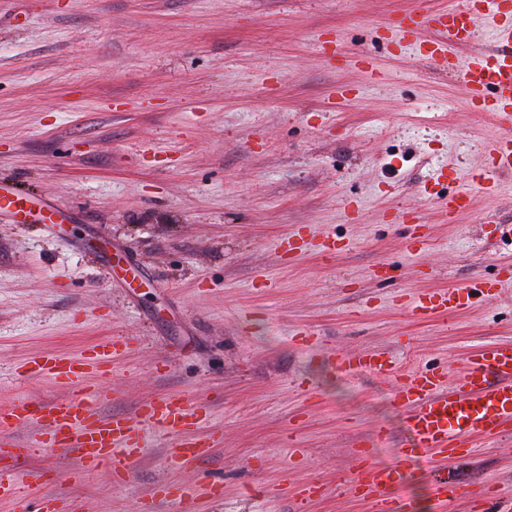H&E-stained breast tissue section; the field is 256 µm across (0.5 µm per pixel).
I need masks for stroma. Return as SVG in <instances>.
Here are the masks:
<instances>
[{
    "label": "stroma",
    "instance_id": "35a3bbf8",
    "mask_svg": "<svg viewBox=\"0 0 512 512\" xmlns=\"http://www.w3.org/2000/svg\"><path fill=\"white\" fill-rule=\"evenodd\" d=\"M456 2L0 0V183L69 217H0V408L65 396L19 377L29 356L129 336L102 414L183 395L207 403L218 440L184 469L167 436L147 432L120 482L79 476L76 453L33 451L17 471L52 478L28 489L30 512L55 494L84 512H136L157 483L199 478L224 495L193 512H373L348 489L357 448L381 434L374 462L397 463L413 437L390 380L340 359L384 352L405 369L447 366L453 382L466 356L512 342V283L450 318L419 321L400 304L512 266V177L451 224L419 196L440 167L447 186L464 184L501 126L383 29ZM362 51L379 82L355 65ZM346 86L355 96H340ZM411 207L431 226L418 251L392 220ZM303 226L338 234L343 251L281 260L279 239ZM385 258L382 283L371 270ZM439 472L479 500L439 503ZM407 474L415 512H502L512 436ZM312 477L326 493L297 504Z\"/></svg>",
    "mask_w": 512,
    "mask_h": 512
}]
</instances>
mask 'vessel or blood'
Here are the masks:
<instances>
[{
  "label": "vessel or blood",
  "instance_id": "obj_1",
  "mask_svg": "<svg viewBox=\"0 0 512 512\" xmlns=\"http://www.w3.org/2000/svg\"><path fill=\"white\" fill-rule=\"evenodd\" d=\"M484 17L493 22L492 46L477 37L475 21ZM402 35L414 37L419 56L436 68L458 74L471 102L487 112L504 131L488 143L484 165L469 176L465 185L448 192L421 188V196L445 222H453L468 210L477 195L498 190L502 178L512 175V0H464L462 5L431 14H409L399 24ZM433 36L419 38L421 29ZM467 48L459 56L458 48ZM0 214L15 223L57 224L55 210L0 187ZM504 283L479 277L468 284L443 291H418L408 308L421 321L449 316L469 308L474 295H498ZM131 341L115 336L84 351L79 357L34 355L20 369L50 378L69 391L66 398L39 404L16 400L0 409V455L19 458L27 455L14 436L17 424L33 420L40 431L34 445L44 453L76 451L84 474L108 471L114 480L125 478L138 461L144 438L143 426L171 435L170 459L192 465L211 455L213 436H199L208 419L206 406L182 396H156L141 400L134 415H102L100 407L110 398L108 379L112 359L129 350ZM341 364L349 372H369L392 379L394 395L405 407L407 426L414 445L401 449V462L380 466L370 459V449L359 451L361 464L350 481V490L360 500L370 502L374 512H391L397 491L403 487L405 464L436 455L454 456L456 449L471 444L473 438H498L512 432V342L487 345L468 356L458 385L448 383L442 369L404 372L381 352L344 356ZM48 472L29 474L20 481L16 471L0 469V500H12L15 512H26V484L49 480ZM433 492L441 503L460 498L464 487L453 476L436 478ZM223 486L208 480L162 483L156 486L158 502L188 504L200 497L221 498Z\"/></svg>",
  "mask_w": 512,
  "mask_h": 512
}]
</instances>
